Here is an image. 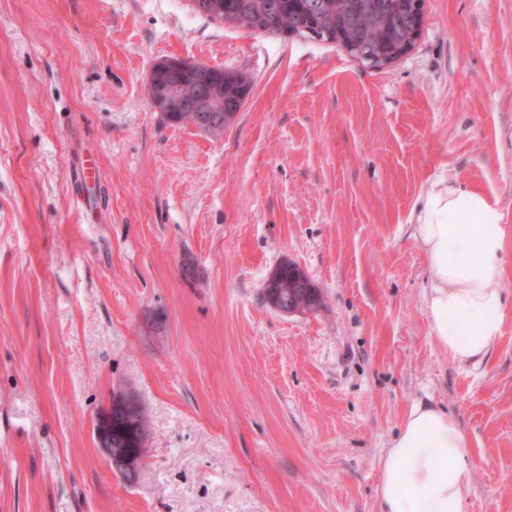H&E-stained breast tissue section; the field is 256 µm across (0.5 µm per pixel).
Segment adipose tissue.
Here are the masks:
<instances>
[{
  "instance_id": "1",
  "label": "adipose tissue",
  "mask_w": 512,
  "mask_h": 512,
  "mask_svg": "<svg viewBox=\"0 0 512 512\" xmlns=\"http://www.w3.org/2000/svg\"><path fill=\"white\" fill-rule=\"evenodd\" d=\"M505 235L497 199L455 179L433 182L413 214L430 332L457 362L481 361L501 337ZM379 467L380 512H466L475 458L448 411L414 404Z\"/></svg>"
}]
</instances>
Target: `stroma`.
I'll list each match as a JSON object with an SVG mask.
<instances>
[{
	"label": "stroma",
	"instance_id": "35a3bbf8",
	"mask_svg": "<svg viewBox=\"0 0 512 512\" xmlns=\"http://www.w3.org/2000/svg\"><path fill=\"white\" fill-rule=\"evenodd\" d=\"M252 78L223 136L166 123L154 60ZM452 177L497 196L502 336L433 339L412 214ZM313 312L264 299L281 263ZM147 416L134 484L94 424ZM476 468L467 512H512V0H425L374 69L191 0H0V512H379L416 402Z\"/></svg>",
	"mask_w": 512,
	"mask_h": 512
}]
</instances>
